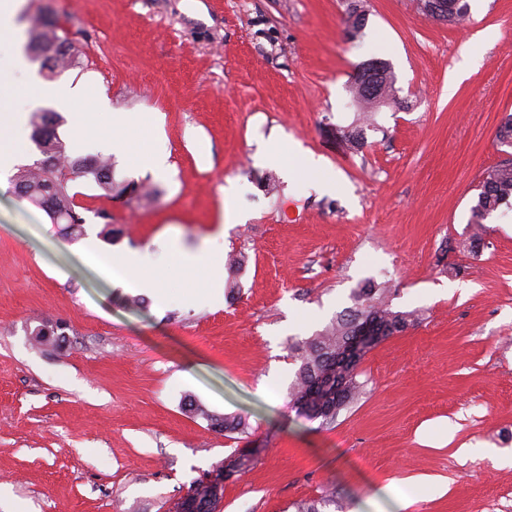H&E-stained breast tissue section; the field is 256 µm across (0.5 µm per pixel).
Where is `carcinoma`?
I'll return each instance as SVG.
<instances>
[{"label":"carcinoma","mask_w":512,"mask_h":512,"mask_svg":"<svg viewBox=\"0 0 512 512\" xmlns=\"http://www.w3.org/2000/svg\"><path fill=\"white\" fill-rule=\"evenodd\" d=\"M444 5L439 22L458 26L469 16L467 0H442ZM346 35L355 41L362 37L365 10L358 0L347 6ZM27 47L33 55L48 61L51 70H65L79 64L78 51L66 36L59 34V27L52 18L42 14L33 19L28 30ZM396 79L390 63L371 58L357 65L348 92L349 105L363 114V121H355L339 130L340 137L351 146L362 149L367 146L366 127L370 126L371 114L381 106L401 108L397 96ZM63 122L56 112L38 111L31 119V138L43 158L29 165H22L11 178L13 193L20 199L43 210L51 222L65 225L66 233H82L85 218L77 211L71 183L86 180L116 198L129 202H149L154 192L143 186L119 184L112 175V161L100 157L74 158L67 154L65 143L58 129ZM496 139L502 146L512 147V113L503 119L497 129ZM477 196L471 208L472 224H481L501 206L512 210V162L500 163L487 169L476 186ZM354 306L336 315L319 333L288 345L290 356L299 361L290 388V407L297 415L310 420H321V426L329 428L336 423L341 410L357 400L363 385L357 380L358 367L363 356L351 361L340 374V391L319 388L320 378L336 366V357L353 336L365 325L377 330L381 340H386L417 326L418 315L414 311H395L386 300L385 290L369 282L354 289ZM58 326L42 323L32 335L41 345L54 343ZM185 406L189 411L201 414L211 428L224 433H243L248 428L245 418L238 415H212L200 408L193 400Z\"/></svg>","instance_id":"obj_1"}]
</instances>
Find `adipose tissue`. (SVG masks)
I'll return each mask as SVG.
<instances>
[{
	"instance_id": "1",
	"label": "adipose tissue",
	"mask_w": 512,
	"mask_h": 512,
	"mask_svg": "<svg viewBox=\"0 0 512 512\" xmlns=\"http://www.w3.org/2000/svg\"><path fill=\"white\" fill-rule=\"evenodd\" d=\"M21 0H0V71L22 73L20 85L0 88V183L10 175L24 148L21 124L25 111L36 105L42 97L52 96L67 106H79L80 101L70 89L48 88L28 73L27 59L20 47L21 29L16 17ZM87 260L114 284L138 291L158 290L161 281L174 272L208 277L211 296L220 299L223 291L221 279L211 277V270L218 260L205 247L191 248L175 242L168 267H159L153 254L147 251L119 252L103 257L95 240H87L84 246Z\"/></svg>"
}]
</instances>
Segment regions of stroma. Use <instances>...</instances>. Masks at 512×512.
Here are the masks:
<instances>
[{
  "label": "stroma",
  "mask_w": 512,
  "mask_h": 512,
  "mask_svg": "<svg viewBox=\"0 0 512 512\" xmlns=\"http://www.w3.org/2000/svg\"><path fill=\"white\" fill-rule=\"evenodd\" d=\"M348 3L25 0L22 27L50 5L84 61L58 74L30 61L83 95L79 110L40 103L61 114L68 153L111 157L116 181L160 193L132 209L75 181L74 237L0 188V512H172L243 454L217 512H296L329 488V512H396L383 489L411 477L408 512H512V217L485 220L479 256L469 245L475 187L507 156L495 133L512 113V0H469L460 27L417 0H367L360 43L344 33ZM372 57L407 106L377 112L357 154L336 129ZM85 111L106 127L128 113L166 170L79 141ZM228 205L245 223L223 224ZM88 238L163 265L176 240L244 254L223 269L238 292L215 303L207 278L178 275L162 301L112 287L82 256ZM367 280L422 321L364 357L363 394L326 429L288 406V345ZM44 322L62 325L58 346L34 345ZM210 413L249 428L213 430Z\"/></svg>",
  "instance_id": "stroma-1"
}]
</instances>
